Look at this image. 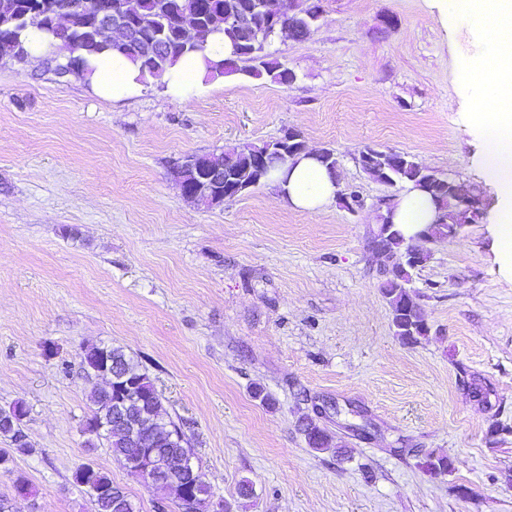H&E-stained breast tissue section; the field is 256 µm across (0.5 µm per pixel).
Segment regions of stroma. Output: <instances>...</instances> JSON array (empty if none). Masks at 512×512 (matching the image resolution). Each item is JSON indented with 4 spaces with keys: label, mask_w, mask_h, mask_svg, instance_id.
<instances>
[{
    "label": "stroma",
    "mask_w": 512,
    "mask_h": 512,
    "mask_svg": "<svg viewBox=\"0 0 512 512\" xmlns=\"http://www.w3.org/2000/svg\"><path fill=\"white\" fill-rule=\"evenodd\" d=\"M321 6L306 39L269 47L296 75L287 85L238 74L185 99L151 85L115 102L57 81L62 55L0 60V409L25 405L32 448L0 471L11 512H95L73 480L83 464L137 512H179L105 441L88 445L89 344L146 369L226 512H512V275L474 123L484 29L442 21L434 0ZM291 129L335 151L359 208L309 214L263 185L206 209L171 175ZM368 147L482 200L477 223L423 246L411 287L430 333L415 345L394 334L369 244L379 200L403 188L356 163ZM312 416L330 449L308 446ZM431 453L452 473H426Z\"/></svg>",
    "instance_id": "35a3bbf8"
}]
</instances>
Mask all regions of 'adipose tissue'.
Returning <instances> with one entry per match:
<instances>
[{"label":"adipose tissue","instance_id":"adipose-tissue-1","mask_svg":"<svg viewBox=\"0 0 512 512\" xmlns=\"http://www.w3.org/2000/svg\"><path fill=\"white\" fill-rule=\"evenodd\" d=\"M443 17L471 16L491 19L489 52L476 61L486 75L482 88L484 111L479 129L485 150L482 167L494 184L499 198L495 228L498 255L512 269V0H439ZM232 48L220 35L208 37L204 53L179 58L161 82L171 96L184 98L211 82L208 60L230 57ZM85 79L104 97L120 101L139 95L146 87L138 66L124 56L103 54L91 61ZM277 202L297 210L316 213L336 199L337 177L313 155L276 167L266 179ZM391 221L404 237H414L438 218L432 200L415 188L396 197L391 205Z\"/></svg>","mask_w":512,"mask_h":512}]
</instances>
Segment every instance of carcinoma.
I'll return each mask as SVG.
<instances>
[{
  "mask_svg": "<svg viewBox=\"0 0 512 512\" xmlns=\"http://www.w3.org/2000/svg\"><path fill=\"white\" fill-rule=\"evenodd\" d=\"M82 2L84 0H54L57 8L34 13L29 0H0V42L12 43V57L22 60L29 56L27 36L30 31L37 30L54 38L60 30L78 48V56L84 64L93 56L116 51L140 64L142 71L159 78L183 55L205 50V35L195 38L187 34L180 24L182 15H197L200 26L208 32L211 31L208 27L210 19L215 15L243 16L251 19V29L246 30L231 22L224 24L220 32L230 41L233 58L211 63L212 69L219 76L241 72L260 78L266 74L286 84L288 69L270 59L267 52L274 36L266 31L269 23L266 13L272 10L281 12L283 20L303 39L321 9L320 0H303L293 14L288 13L289 0H112V8L129 17L132 36L127 42L104 43L98 38L93 24L74 11ZM268 148L267 143L261 147H232L206 158L205 162L224 168V184L238 185L240 192L244 193L265 184L272 167L261 166L259 159ZM368 152L372 159L363 171L372 179L391 186L411 184L439 200L441 216L437 223L426 227L423 237L448 236L453 225L475 222L480 218V210L471 213L463 209L457 196L448 192L443 180L412 157L374 148ZM383 248L389 255L400 257L414 245L396 232L386 237ZM416 267V263H396L382 282V294L391 307L395 335L409 345L419 343L429 332L423 309L406 287ZM105 358L119 364V377L113 383L112 391L95 390L92 420L97 425L84 423V432L106 440L112 455L123 467L127 468L132 460L139 459L142 464L161 473L152 481L154 490L173 497L177 503L185 501V496L189 495L198 512H204L211 504L212 494L202 474L192 477L186 474V470L191 468L193 453L186 447L190 437L186 435L184 425L171 419L149 375L123 349L105 345L82 348L81 362L94 372L101 368ZM128 382L136 386L138 399L134 401L127 400ZM120 405L125 407L130 422L142 425L135 438L110 426L115 409ZM12 411L15 420L10 424L0 423V435L9 438L13 445L9 450L0 449V469L6 472L12 471L14 454L31 452L22 428L25 408L16 404ZM303 432L309 447L316 450L329 447V436L323 429L305 428ZM422 469L431 475H442L452 472L454 466L448 456L431 453L422 463ZM91 478L92 487L112 489V496L94 498L95 512H135L128 494L112 481L109 473L94 467Z\"/></svg>",
  "mask_w": 512,
  "mask_h": 512,
  "instance_id": "carcinoma-1",
  "label": "carcinoma"
}]
</instances>
